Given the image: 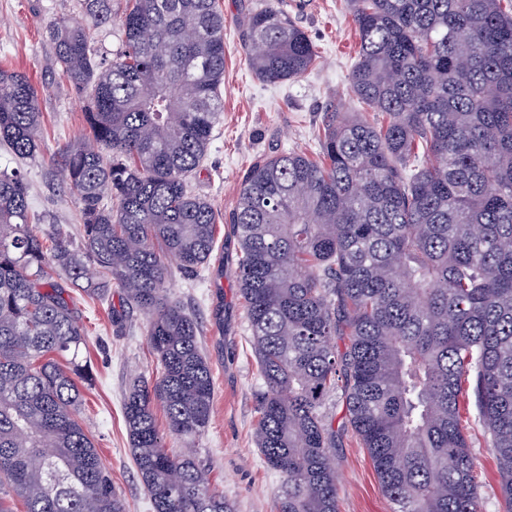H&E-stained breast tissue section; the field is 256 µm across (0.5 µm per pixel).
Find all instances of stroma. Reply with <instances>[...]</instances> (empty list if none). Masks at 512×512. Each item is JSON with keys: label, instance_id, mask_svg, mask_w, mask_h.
<instances>
[{"label": "stroma", "instance_id": "obj_1", "mask_svg": "<svg viewBox=\"0 0 512 512\" xmlns=\"http://www.w3.org/2000/svg\"><path fill=\"white\" fill-rule=\"evenodd\" d=\"M264 0H220L224 13V117L215 127L209 151L188 179L193 193L206 198L219 216L216 250L209 266L194 279L173 273L169 294L199 322L202 346L212 367L213 414L204 433L192 440L211 477L239 512H270L280 477L269 470L255 445L253 424L260 388L244 301L238 288L239 248L231 216L238 188L259 159L290 150L315 155L322 117L329 104L343 112L366 106L351 93L350 71L357 61L358 35L346 0H292L286 13L311 38L319 56L302 78L264 82L251 72L243 44V21ZM113 22L96 30V60L111 61L121 50L119 19L127 0H110ZM82 13L81 0H0V68L27 75L38 90L43 114L37 157L16 162L0 146V168L20 167L29 184V203L39 218L40 234L62 231L80 238L78 207L51 164L70 142L87 137L84 100L61 76L46 31L59 17ZM71 302L87 331L89 379H78L84 396L79 418L112 475V484L129 512H152L129 452L122 399L132 376H151L155 357L147 340V322L134 311L123 325L110 310L123 299L111 288L105 303L71 291ZM336 486L339 512H393L371 460L336 409ZM470 451L476 463L484 512H498L497 463L482 428L469 424Z\"/></svg>", "mask_w": 512, "mask_h": 512}]
</instances>
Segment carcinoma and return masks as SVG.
Segmentation results:
<instances>
[{"label":"carcinoma","instance_id":"1","mask_svg":"<svg viewBox=\"0 0 512 512\" xmlns=\"http://www.w3.org/2000/svg\"><path fill=\"white\" fill-rule=\"evenodd\" d=\"M83 2L49 27L62 76L89 91L88 139L51 160L81 244H46L24 176L0 169V512H15L7 494L24 512H128L79 418L86 330L60 274L99 301L117 285L147 320L156 374L129 384L123 417L153 512H238L194 449L165 447L154 413L191 439L213 410L200 326L167 292L169 261L193 275L215 248V210L187 177L224 111V14L219 0H129L123 48L97 64L110 2ZM347 2L349 84L373 117L330 107L318 157L254 164L231 218L261 380L254 440L281 478L272 512H338V391L393 512H484L470 417L512 512V7ZM245 48L266 82L317 66L279 0L249 16ZM41 123L29 78L0 69V145L36 156Z\"/></svg>","mask_w":512,"mask_h":512}]
</instances>
